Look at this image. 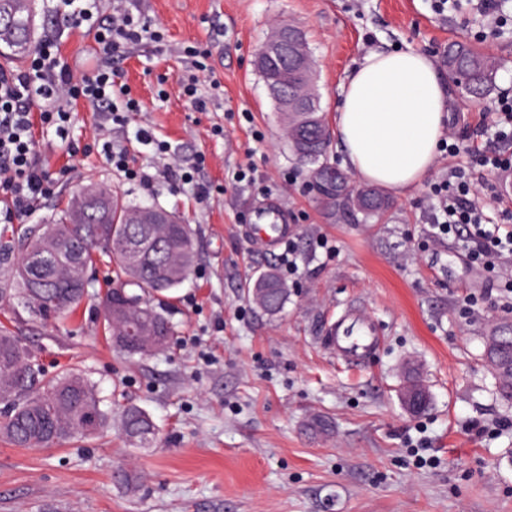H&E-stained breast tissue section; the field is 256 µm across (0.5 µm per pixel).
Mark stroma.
<instances>
[{
  "label": "stroma",
  "instance_id": "stroma-1",
  "mask_svg": "<svg viewBox=\"0 0 512 512\" xmlns=\"http://www.w3.org/2000/svg\"><path fill=\"white\" fill-rule=\"evenodd\" d=\"M167 37L127 49L119 65L142 111L125 128L78 106L69 137L79 145L111 135L130 165L153 177L145 187L98 154L68 157L55 135L41 152L67 168L39 224L66 207L75 190L106 181L131 204L175 211L194 233L197 264L172 292L178 335L162 352L130 360L103 333L99 297L109 269L97 263L89 296L67 319L21 324L47 374L86 372L96 381L107 425L95 437L54 448H16L0 440V512H512V406L504 404L484 360L494 318H512V255L494 271L468 262L458 239L435 235V183L458 160L438 153L414 188L388 192L382 219L355 224L328 217L309 174L289 151L274 101L253 66L271 24L302 27L319 75L327 121L354 63L372 51L403 47L441 61L467 42L498 62L493 94L472 101L450 86L448 132L492 148L494 101L512 93V22L496 28L476 0L436 15L429 0H127ZM91 33L68 29L62 52L75 76L99 60ZM206 45L212 74L201 79L204 110L191 109L178 77L185 47ZM147 128L192 167L207 163L196 186L171 183ZM223 136H214V128ZM253 165L258 185L235 182ZM275 207L292 226L299 271L288 277L284 312L268 317L242 290L248 275L279 267L277 252L248 241L253 212ZM363 309L383 329L377 354L342 360L325 332L345 309ZM427 388L425 413L409 415L400 391ZM144 408L158 437L132 448L120 434L123 406ZM333 432L310 434L312 417ZM141 476L136 491L118 469Z\"/></svg>",
  "mask_w": 512,
  "mask_h": 512
}]
</instances>
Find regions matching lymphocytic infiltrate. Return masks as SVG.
I'll list each match as a JSON object with an SVG mask.
<instances>
[{"mask_svg": "<svg viewBox=\"0 0 512 512\" xmlns=\"http://www.w3.org/2000/svg\"><path fill=\"white\" fill-rule=\"evenodd\" d=\"M57 23L65 28L88 27L95 52L103 58L121 57L128 46L151 43L161 46L162 27L136 15L125 6L113 7L110 19L100 16V0H51ZM102 107L110 125L127 124L130 113L142 105L132 96L122 73L113 67H96L74 76L61 55L55 33L46 34L20 69L0 66V223L41 210L52 193L59 173L50 171L38 151L35 130L54 131L67 140L71 114L77 103ZM455 183L434 186L440 199L442 234L465 239L470 263L493 265L502 254H512V208L501 209L497 222H490L470 199L464 173Z\"/></svg>", "mask_w": 512, "mask_h": 512, "instance_id": "1", "label": "lymphocytic infiltrate"}]
</instances>
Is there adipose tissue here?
I'll return each mask as SVG.
<instances>
[{
	"instance_id": "ef3b65f1",
	"label": "adipose tissue",
	"mask_w": 512,
	"mask_h": 512,
	"mask_svg": "<svg viewBox=\"0 0 512 512\" xmlns=\"http://www.w3.org/2000/svg\"><path fill=\"white\" fill-rule=\"evenodd\" d=\"M447 120L448 87L430 58L371 52L348 76L336 134L360 180L404 192L431 171Z\"/></svg>"
}]
</instances>
